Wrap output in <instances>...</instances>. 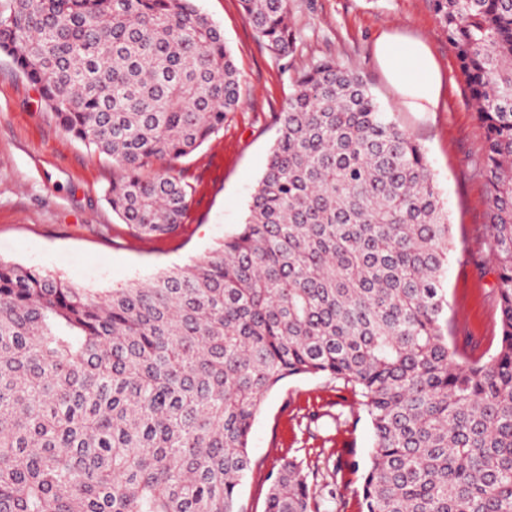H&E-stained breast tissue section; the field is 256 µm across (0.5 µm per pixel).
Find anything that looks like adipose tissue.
<instances>
[{
  "instance_id": "obj_1",
  "label": "adipose tissue",
  "mask_w": 512,
  "mask_h": 512,
  "mask_svg": "<svg viewBox=\"0 0 512 512\" xmlns=\"http://www.w3.org/2000/svg\"><path fill=\"white\" fill-rule=\"evenodd\" d=\"M374 54L406 108L413 112L437 111L443 77L426 42L387 33L377 40Z\"/></svg>"
}]
</instances>
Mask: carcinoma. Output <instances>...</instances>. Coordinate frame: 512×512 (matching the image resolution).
<instances>
[{"instance_id":"obj_1","label":"carcinoma","mask_w":512,"mask_h":512,"mask_svg":"<svg viewBox=\"0 0 512 512\" xmlns=\"http://www.w3.org/2000/svg\"><path fill=\"white\" fill-rule=\"evenodd\" d=\"M279 58L289 0H240ZM486 131L500 334L454 342L448 213L422 146L363 80L313 58L241 227L207 254L96 293L0 261V512H236L265 395L327 375L373 428L360 512H512V0H429ZM0 54L47 116L118 170L139 236L174 234L172 174L241 103L195 0H0ZM265 512H319L301 464Z\"/></svg>"}]
</instances>
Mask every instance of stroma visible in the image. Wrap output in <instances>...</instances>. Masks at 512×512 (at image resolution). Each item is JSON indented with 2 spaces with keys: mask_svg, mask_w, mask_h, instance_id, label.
I'll return each mask as SVG.
<instances>
[{
  "mask_svg": "<svg viewBox=\"0 0 512 512\" xmlns=\"http://www.w3.org/2000/svg\"><path fill=\"white\" fill-rule=\"evenodd\" d=\"M224 32L242 103L223 129L176 174L192 188L181 228L156 238L133 235L104 191L115 171L45 118L35 88L0 55V260L20 263L101 292L189 264L243 224L251 194L278 136V116L293 93L292 70L326 58L359 75L385 111L426 151L448 208V315L477 353H493L499 333L490 254L487 188L476 169L485 152L455 49L429 0H291L304 46L279 60L247 22L240 0H196ZM389 31L424 40L444 76L434 112H409L373 56ZM372 426L356 397L326 375L281 381L264 398L249 437L252 472L238 512H264L266 476L281 458L301 463L321 512H359L361 476L370 465Z\"/></svg>",
  "mask_w": 512,
  "mask_h": 512,
  "instance_id": "stroma-1",
  "label": "stroma"
}]
</instances>
